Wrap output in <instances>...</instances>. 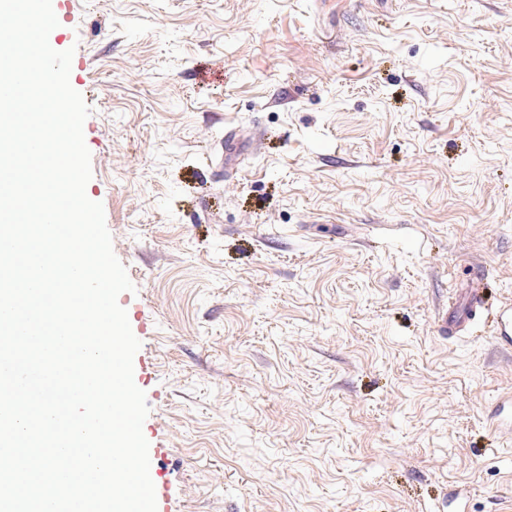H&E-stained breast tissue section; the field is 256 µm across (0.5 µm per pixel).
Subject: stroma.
<instances>
[{"label":"stroma","instance_id":"obj_1","mask_svg":"<svg viewBox=\"0 0 512 512\" xmlns=\"http://www.w3.org/2000/svg\"><path fill=\"white\" fill-rule=\"evenodd\" d=\"M84 140L170 512H512V0H79ZM237 129L238 169L224 165ZM486 271L479 266L471 265L465 276L469 288L465 290L467 306L462 314H458L453 303H449L448 310L443 313L438 323V333L447 336L464 330L468 324L478 316H483L485 299L483 296Z\"/></svg>","mask_w":512,"mask_h":512}]
</instances>
